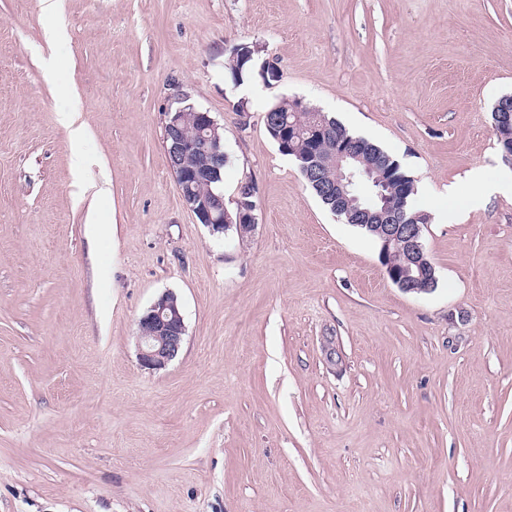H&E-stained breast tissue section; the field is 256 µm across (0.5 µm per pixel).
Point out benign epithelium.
Returning a JSON list of instances; mask_svg holds the SVG:
<instances>
[{
	"label": "benign epithelium",
	"instance_id": "1",
	"mask_svg": "<svg viewBox=\"0 0 512 512\" xmlns=\"http://www.w3.org/2000/svg\"><path fill=\"white\" fill-rule=\"evenodd\" d=\"M189 100L184 93L174 95V101L165 112V130L172 138L167 151L168 162L180 187L185 206L194 213L199 223L207 225L214 234H226L230 229L243 235L251 232L256 223L255 210L249 209L238 214L237 222L224 206V194L208 197L197 195L191 186L206 170L189 168L181 162V156L196 152L204 156L208 165H224V153L220 151V127L209 112L194 108L197 112V126L187 132L181 125L182 103ZM497 121L493 131L502 147V159L512 165V95L502 96L496 104ZM366 146L358 138H345L331 143L327 154L319 153L315 143L308 148L309 167L314 175L321 174L324 166L334 171L326 181L327 193L336 197L339 207L336 213H347L359 224L371 225L381 239L380 260H385L391 249L399 246L405 254L406 264L400 270L385 266L388 278L406 293H415L410 287L416 282L433 283L435 267L430 262L421 238V225L404 220L402 208L395 200L402 196L390 181L374 177L380 166L375 161L365 160ZM185 322L177 297L168 292L162 294L149 307L138 323V360L148 370H161L174 361L184 342Z\"/></svg>",
	"mask_w": 512,
	"mask_h": 512
}]
</instances>
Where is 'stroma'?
<instances>
[{
  "instance_id": "35a3bbf8",
  "label": "stroma",
  "mask_w": 512,
  "mask_h": 512,
  "mask_svg": "<svg viewBox=\"0 0 512 512\" xmlns=\"http://www.w3.org/2000/svg\"><path fill=\"white\" fill-rule=\"evenodd\" d=\"M56 4L0 0V512H512V193L436 218L471 169L512 179V0ZM243 43L278 82L232 84ZM179 85L224 132L226 206L255 187L247 236L182 201ZM283 98L414 178L434 291L394 285L279 151ZM166 292L185 340L150 371ZM497 121L493 131L502 147V159L512 165V95L502 96L496 104ZM185 322L177 297L162 294L138 323V360L141 367L161 370L174 361L184 342Z\"/></svg>"
}]
</instances>
